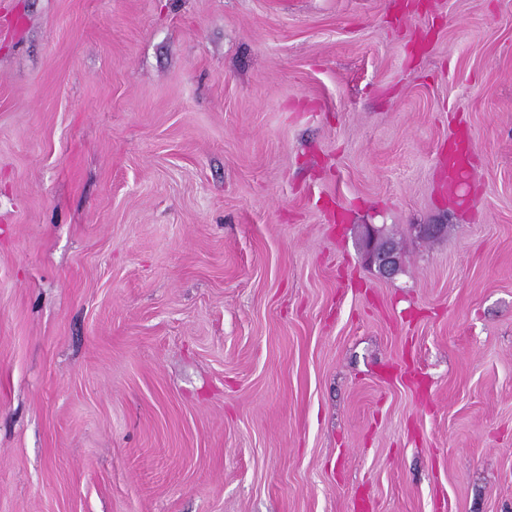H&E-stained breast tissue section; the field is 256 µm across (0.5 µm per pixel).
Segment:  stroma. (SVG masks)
I'll use <instances>...</instances> for the list:
<instances>
[{"label": "stroma", "mask_w": 512, "mask_h": 512, "mask_svg": "<svg viewBox=\"0 0 512 512\" xmlns=\"http://www.w3.org/2000/svg\"><path fill=\"white\" fill-rule=\"evenodd\" d=\"M0 512H512V0H0ZM363 244L366 260L370 265H376L382 276L391 277L397 273L400 260L396 247L389 240H382L377 229L366 227Z\"/></svg>", "instance_id": "35a3bbf8"}]
</instances>
